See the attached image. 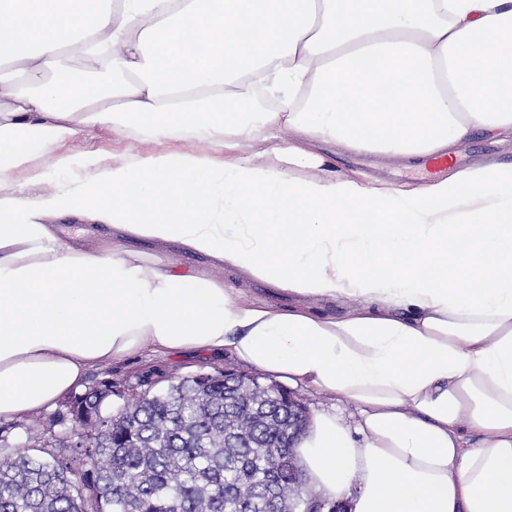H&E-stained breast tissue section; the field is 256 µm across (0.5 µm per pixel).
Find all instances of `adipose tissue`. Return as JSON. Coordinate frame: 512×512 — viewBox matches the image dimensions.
<instances>
[{"label": "adipose tissue", "instance_id": "adipose-tissue-1", "mask_svg": "<svg viewBox=\"0 0 512 512\" xmlns=\"http://www.w3.org/2000/svg\"><path fill=\"white\" fill-rule=\"evenodd\" d=\"M76 54L122 74L77 77ZM34 82L16 88L14 74ZM276 83L252 112L245 89ZM91 124L199 152L66 151ZM292 129L399 159L512 139V0H0V422L50 410L89 369L175 352L236 359L352 405L311 418L306 480L349 512H512V165L407 194L304 179ZM87 178L31 194L39 160ZM27 171L28 191L6 181ZM87 216L288 292L279 308L48 223ZM354 301L323 314L312 298Z\"/></svg>", "mask_w": 512, "mask_h": 512}]
</instances>
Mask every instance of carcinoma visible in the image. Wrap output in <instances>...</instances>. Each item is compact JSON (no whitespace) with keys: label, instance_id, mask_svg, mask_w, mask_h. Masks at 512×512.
I'll return each instance as SVG.
<instances>
[{"label":"carcinoma","instance_id":"1","mask_svg":"<svg viewBox=\"0 0 512 512\" xmlns=\"http://www.w3.org/2000/svg\"><path fill=\"white\" fill-rule=\"evenodd\" d=\"M148 374L138 394H73L46 421L17 424L22 447L0 455V512H224L229 495L242 512H304L306 488L282 462L288 414L279 386L260 381L237 390L224 408V373L206 385L192 373L165 388ZM117 416L103 414L112 397ZM85 427L90 446L72 448L57 423Z\"/></svg>","mask_w":512,"mask_h":512}]
</instances>
